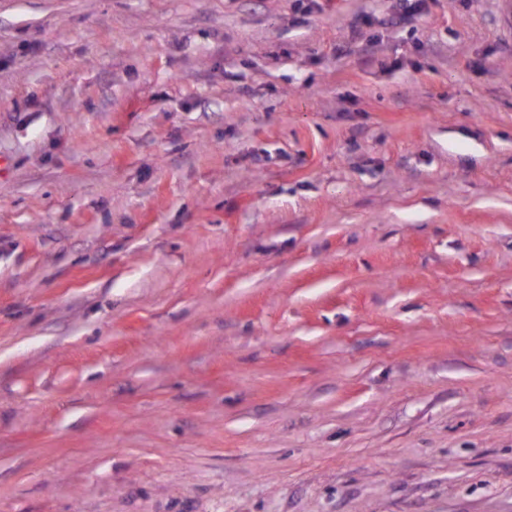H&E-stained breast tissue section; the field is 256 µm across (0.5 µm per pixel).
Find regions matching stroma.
I'll use <instances>...</instances> for the list:
<instances>
[{
  "mask_svg": "<svg viewBox=\"0 0 512 512\" xmlns=\"http://www.w3.org/2000/svg\"><path fill=\"white\" fill-rule=\"evenodd\" d=\"M0 0V512H512V0Z\"/></svg>",
  "mask_w": 512,
  "mask_h": 512,
  "instance_id": "obj_1",
  "label": "stroma"
}]
</instances>
